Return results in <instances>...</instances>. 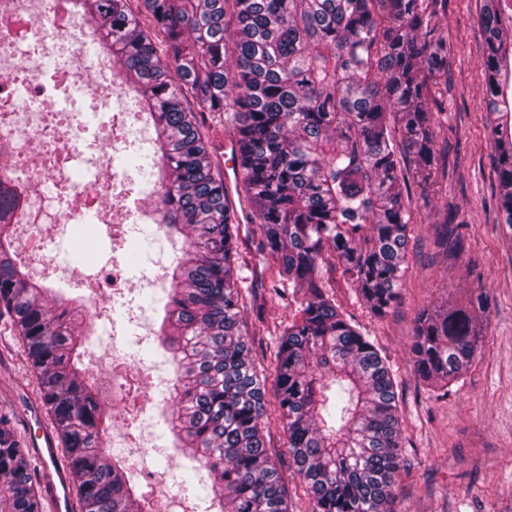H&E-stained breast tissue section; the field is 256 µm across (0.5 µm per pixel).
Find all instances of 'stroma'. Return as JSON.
Returning a JSON list of instances; mask_svg holds the SVG:
<instances>
[{
	"label": "stroma",
	"mask_w": 512,
	"mask_h": 512,
	"mask_svg": "<svg viewBox=\"0 0 512 512\" xmlns=\"http://www.w3.org/2000/svg\"><path fill=\"white\" fill-rule=\"evenodd\" d=\"M478 11L477 0H444L439 11L440 32L448 44V86L438 96L437 168L425 182L410 161L401 164L414 231L399 301L376 316L353 289L341 283L335 288L347 318L386 353L397 379L402 469L393 512H512V229L501 220L484 103L487 49ZM450 221L466 225L465 250L457 259L445 257L435 245V226ZM258 239L257 222L240 225L241 274L258 285L255 294L246 295L240 318L255 351L264 354L258 373L270 380L276 337L294 309L261 285ZM454 288L485 292L489 316L484 346L443 392L413 376L410 344L417 315ZM259 309L264 312L260 320L255 317ZM126 328V335L112 337L101 322L93 324L83 367L103 391L112 389L113 351L154 364L161 373L171 368L152 352L154 338L143 335L138 319ZM160 404L153 388L143 390L139 404L126 409L118 400H105L111 418L108 450L124 453L129 473L142 491L153 494L157 512H203V488L185 492L176 504L155 494L163 473L183 479L164 434ZM0 413L13 415L17 436L29 443L39 440L42 423L50 418L24 345L5 317L0 318ZM139 440L149 442L147 454L130 450V442ZM267 442L287 482L288 512H314V501L290 466L281 423L269 425Z\"/></svg>",
	"instance_id": "35a3bbf8"
}]
</instances>
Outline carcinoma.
<instances>
[{"mask_svg": "<svg viewBox=\"0 0 512 512\" xmlns=\"http://www.w3.org/2000/svg\"><path fill=\"white\" fill-rule=\"evenodd\" d=\"M95 26L119 88L152 124L157 197L150 219L188 243L166 276L157 332L175 364L168 428L178 455L206 472L205 512H288L285 478L264 431L277 412L288 456L316 512H390L402 468L397 385L386 357L330 294L338 273L380 316L408 270L410 209L400 157L428 178L436 164L431 105L448 85L438 0H67ZM487 47L485 102L494 116L500 208L512 226V12L479 0ZM232 38H227V32ZM224 116L259 220L271 291L298 289L267 398L240 328L237 225L224 176L188 99ZM24 187L0 178V314L9 315L67 455L82 512H151L121 457L104 451L111 424L83 368L87 334L75 301L15 256ZM460 225L439 246L463 250ZM488 302L472 292L425 309L412 372L445 386L476 358ZM0 512H43L39 468L0 414Z\"/></svg>", "mask_w": 512, "mask_h": 512, "instance_id": "cac0c4a2", "label": "carcinoma"}]
</instances>
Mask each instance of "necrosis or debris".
Listing matches in <instances>:
<instances>
[{
	"mask_svg": "<svg viewBox=\"0 0 512 512\" xmlns=\"http://www.w3.org/2000/svg\"><path fill=\"white\" fill-rule=\"evenodd\" d=\"M93 36L91 24L60 0H0V174L30 188L23 224L32 236L29 254L40 265L53 243L43 228L47 207L55 209L57 228L95 210L126 235L144 218L129 198L151 190L97 156L103 147L113 156L145 147L148 138L113 106L111 61L88 70L83 45ZM48 182L55 196L37 192Z\"/></svg>",
	"mask_w": 512,
	"mask_h": 512,
	"instance_id": "4bbe7bcc",
	"label": "necrosis or debris"
}]
</instances>
